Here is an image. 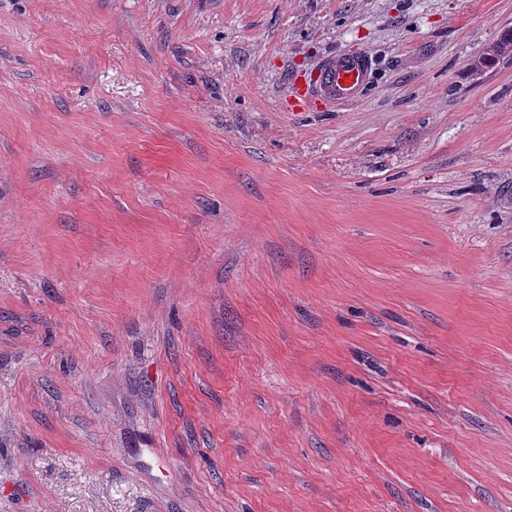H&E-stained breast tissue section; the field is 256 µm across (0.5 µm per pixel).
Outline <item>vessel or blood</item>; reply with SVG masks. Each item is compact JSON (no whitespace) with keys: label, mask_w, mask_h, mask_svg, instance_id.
Returning <instances> with one entry per match:
<instances>
[{"label":"vessel or blood","mask_w":512,"mask_h":512,"mask_svg":"<svg viewBox=\"0 0 512 512\" xmlns=\"http://www.w3.org/2000/svg\"><path fill=\"white\" fill-rule=\"evenodd\" d=\"M371 67L369 55L339 53L305 76L303 86L306 94L317 100L344 106L360 99L370 83Z\"/></svg>","instance_id":"vessel-or-blood-1"}]
</instances>
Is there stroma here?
I'll return each instance as SVG.
<instances>
[{"mask_svg":"<svg viewBox=\"0 0 512 512\" xmlns=\"http://www.w3.org/2000/svg\"><path fill=\"white\" fill-rule=\"evenodd\" d=\"M510 30L0 0V512H512ZM372 63L368 54L339 53L328 57L304 76L305 93L332 107L358 101L370 83Z\"/></svg>","mask_w":512,"mask_h":512,"instance_id":"35a3bbf8","label":"stroma"}]
</instances>
